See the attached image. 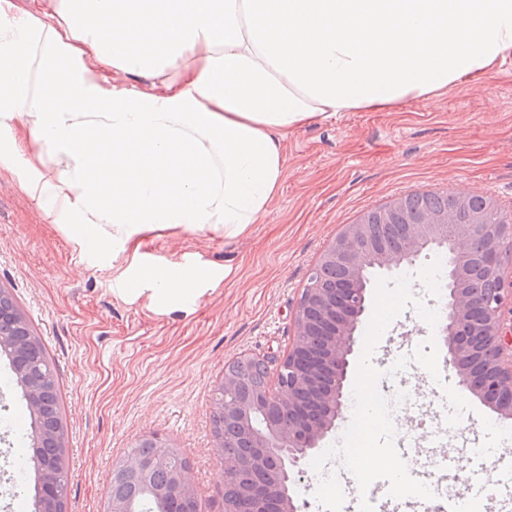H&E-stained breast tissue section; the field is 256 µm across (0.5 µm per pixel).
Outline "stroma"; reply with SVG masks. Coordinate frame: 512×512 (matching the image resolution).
Instances as JSON below:
<instances>
[{"label": "stroma", "mask_w": 512, "mask_h": 512, "mask_svg": "<svg viewBox=\"0 0 512 512\" xmlns=\"http://www.w3.org/2000/svg\"><path fill=\"white\" fill-rule=\"evenodd\" d=\"M287 176L262 223L228 241L209 231L145 233L138 254L85 251L69 225L55 223L0 169V286L27 317L59 383L66 433L65 512H106L114 464L144 434L166 437L188 464L203 512H224V482L213 436V390L241 353L283 355L314 266L341 227L398 197L435 191L492 197L512 215V58L491 75L463 81L435 106L419 100L389 111L343 112L289 135ZM162 268L194 262L206 272L184 308L163 312L148 296L120 292L131 259ZM443 263L430 256L392 269L428 287ZM434 331L406 307L378 341L371 361L379 389L397 382L411 394L393 417L397 438L416 451L414 474L465 486L441 467L443 455L491 448L485 475L512 479V418L481 403L452 369ZM29 411L0 358V512H33L34 481L17 471L14 450L28 442ZM335 474L341 512H358L357 484L340 459L306 469L296 487L304 512L321 475Z\"/></svg>", "instance_id": "35a3bbf8"}]
</instances>
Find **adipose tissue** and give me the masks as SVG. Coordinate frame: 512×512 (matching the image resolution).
I'll list each match as a JSON object with an SVG mask.
<instances>
[{
  "label": "adipose tissue",
  "mask_w": 512,
  "mask_h": 512,
  "mask_svg": "<svg viewBox=\"0 0 512 512\" xmlns=\"http://www.w3.org/2000/svg\"><path fill=\"white\" fill-rule=\"evenodd\" d=\"M509 57L512 0H0V164L91 252L170 227L236 240L289 133L434 104ZM123 278L166 310L200 272Z\"/></svg>",
  "instance_id": "1"
}]
</instances>
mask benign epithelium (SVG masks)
<instances>
[{"label": "benign epithelium", "mask_w": 512, "mask_h": 512, "mask_svg": "<svg viewBox=\"0 0 512 512\" xmlns=\"http://www.w3.org/2000/svg\"><path fill=\"white\" fill-rule=\"evenodd\" d=\"M403 241L380 244L370 235L369 225L362 221L346 224L322 254L320 262L333 264L343 271L344 301L337 290L308 288L303 293L295 315L296 337L263 388H244L232 372V364L224 366V379L214 393V409L224 417V424L236 426L249 441L252 454L245 457L221 456L219 464L228 478L240 470L258 471L250 482L231 496H224V512H263L273 501L277 512H302L305 504L293 491L301 481L310 453L319 448L335 429L347 400L346 381L356 333L366 310V294L372 270H391L403 264L413 265L429 253L448 257V271L436 287L445 291L441 319L435 336L450 355L449 364L463 385L493 411L512 416V405H505L501 393L512 390V283L504 284L500 273V257L504 242L512 239L511 224H487L478 214L461 223L453 213L432 212L419 224L404 225ZM487 241L486 259L498 276L499 287L489 293H478L470 287L468 261L471 245ZM330 332L321 347L311 351L312 367L297 364V357L307 349V337L321 327ZM29 350L28 341L3 334L0 354L18 361ZM332 373V383L317 398L318 410L284 426L268 422L263 429L253 426L252 419L271 408H292L322 370ZM15 383L22 390L31 413V446L41 448L51 442L65 448L66 433L62 425L49 429L45 425L43 399L46 384L32 378L23 365L15 368ZM136 447L158 449L157 459L168 462L173 445L154 434L137 439ZM26 464L32 468L40 487L35 512H63L64 501L51 492L49 464L44 457L26 453ZM153 462L130 453L113 469L118 483L137 482L157 498L165 499L178 492L194 499V488L187 480L185 463L171 466L169 483L155 487L149 481Z\"/></svg>", "instance_id": "1"}]
</instances>
